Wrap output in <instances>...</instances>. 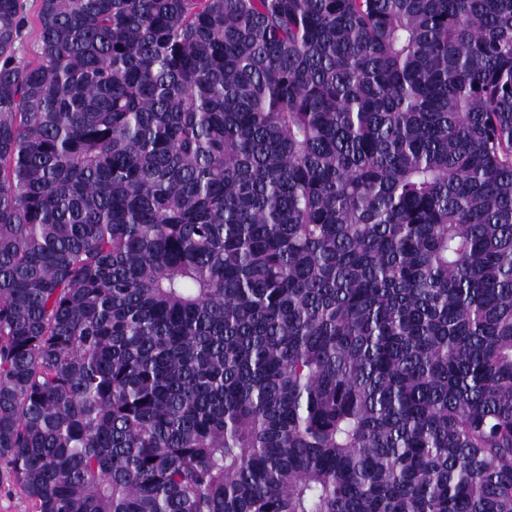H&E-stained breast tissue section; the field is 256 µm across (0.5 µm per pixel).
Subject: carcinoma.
I'll list each match as a JSON object with an SVG mask.
<instances>
[{
  "label": "carcinoma",
  "mask_w": 512,
  "mask_h": 512,
  "mask_svg": "<svg viewBox=\"0 0 512 512\" xmlns=\"http://www.w3.org/2000/svg\"><path fill=\"white\" fill-rule=\"evenodd\" d=\"M0 0V465L35 512H512V0ZM23 1L24 12L29 20L24 30L22 39L17 44L16 57L22 63L32 62L34 58V45L36 42V31L34 29V18L38 11L39 0Z\"/></svg>",
  "instance_id": "obj_1"
}]
</instances>
